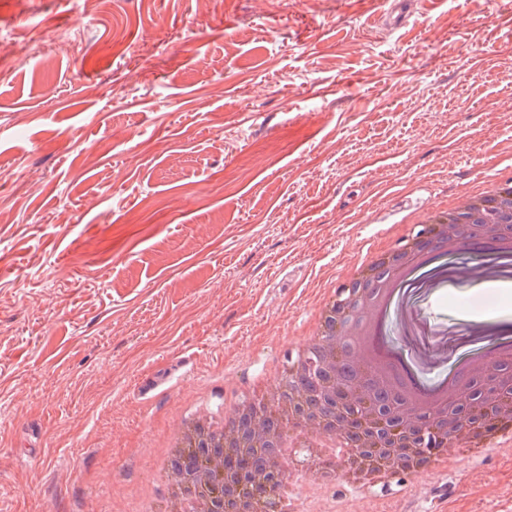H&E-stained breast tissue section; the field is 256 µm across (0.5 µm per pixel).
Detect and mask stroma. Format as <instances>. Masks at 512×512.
I'll return each instance as SVG.
<instances>
[{"label": "stroma", "instance_id": "1", "mask_svg": "<svg viewBox=\"0 0 512 512\" xmlns=\"http://www.w3.org/2000/svg\"><path fill=\"white\" fill-rule=\"evenodd\" d=\"M0 0V512H138L387 225L512 177V0ZM512 327L495 281L415 302ZM302 512H512V452ZM404 3L405 1L377 0L373 2V13L375 16L379 15V19L388 21L391 29L397 31L408 26L411 16L410 14H406L405 11L396 10V5Z\"/></svg>", "mask_w": 512, "mask_h": 512}]
</instances>
